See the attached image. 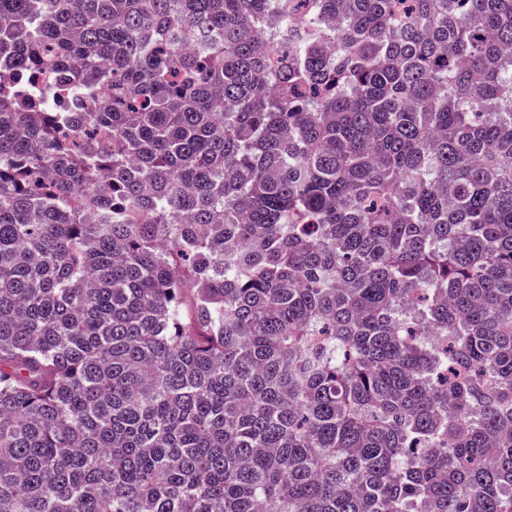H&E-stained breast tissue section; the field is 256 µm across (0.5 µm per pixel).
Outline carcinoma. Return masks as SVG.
<instances>
[{"mask_svg": "<svg viewBox=\"0 0 512 512\" xmlns=\"http://www.w3.org/2000/svg\"><path fill=\"white\" fill-rule=\"evenodd\" d=\"M0 512H512V0H0Z\"/></svg>", "mask_w": 512, "mask_h": 512, "instance_id": "1", "label": "carcinoma"}]
</instances>
